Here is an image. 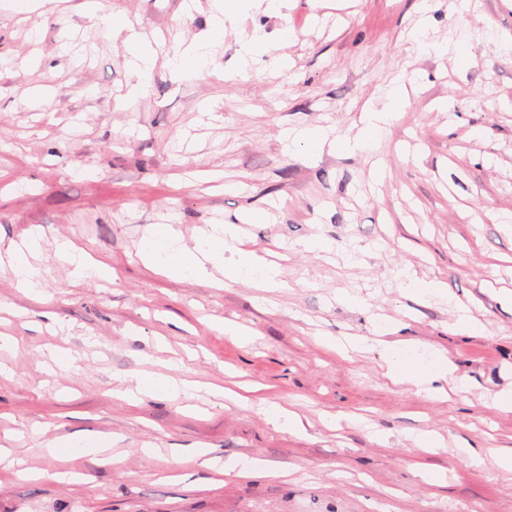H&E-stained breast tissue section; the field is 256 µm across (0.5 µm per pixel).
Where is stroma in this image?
Wrapping results in <instances>:
<instances>
[{"label":"stroma","instance_id":"35a3bbf8","mask_svg":"<svg viewBox=\"0 0 512 512\" xmlns=\"http://www.w3.org/2000/svg\"><path fill=\"white\" fill-rule=\"evenodd\" d=\"M0 0V512H512V0H266L224 19L209 64L171 66L208 30L212 0ZM127 29L112 30L111 15ZM426 22L434 49L413 38ZM267 49L250 52L253 34ZM156 51L138 96L130 36ZM287 67H280V57ZM409 101L374 149L288 145L291 128L356 137L393 80ZM450 102L441 111V102ZM150 224L193 240L238 225L281 265V288H213L149 272L136 253ZM45 302L22 292L9 249L29 228ZM331 239L324 255L306 250ZM69 238L112 281H72ZM409 268L442 299L401 292ZM469 308L479 332L450 325ZM241 330L221 332L222 323ZM394 337L440 350L464 387L429 399L391 383L373 353L342 359L323 336ZM74 368L51 371L52 350ZM196 390L124 401L143 375ZM299 415L268 424L259 401ZM443 447L424 450L417 430ZM385 436L377 443L374 433ZM111 437L115 463L47 442ZM482 463L457 462V445ZM267 474L240 480V459ZM439 471L431 485L423 470ZM262 410L266 420L275 428L291 434H299L304 431L300 417L281 404L271 402Z\"/></svg>","mask_w":512,"mask_h":512}]
</instances>
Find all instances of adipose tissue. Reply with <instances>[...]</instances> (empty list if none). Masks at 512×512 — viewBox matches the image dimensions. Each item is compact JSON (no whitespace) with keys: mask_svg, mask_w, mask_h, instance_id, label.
I'll list each match as a JSON object with an SVG mask.
<instances>
[{"mask_svg":"<svg viewBox=\"0 0 512 512\" xmlns=\"http://www.w3.org/2000/svg\"><path fill=\"white\" fill-rule=\"evenodd\" d=\"M216 8L209 17L208 39L173 59L175 68L193 71L208 60L210 44L224 35V16L233 10H243L249 0H214ZM40 236L31 232L12 252V271L20 288L39 293L41 277L29 258L39 248ZM237 254L233 266H225V252ZM141 263L166 277L214 284L213 270L223 271L226 279L253 284L260 289L280 287L278 270L255 253L241 249L237 229L231 224H213L203 232L195 245H187L180 232L171 224H151L145 229L137 251ZM355 349L377 353L386 365L387 377L432 397H444L452 384V370L447 358L438 350L417 355V347L407 341L388 342L368 336L351 341Z\"/></svg>","mask_w":512,"mask_h":512,"instance_id":"adipose-tissue-1","label":"adipose tissue"}]
</instances>
